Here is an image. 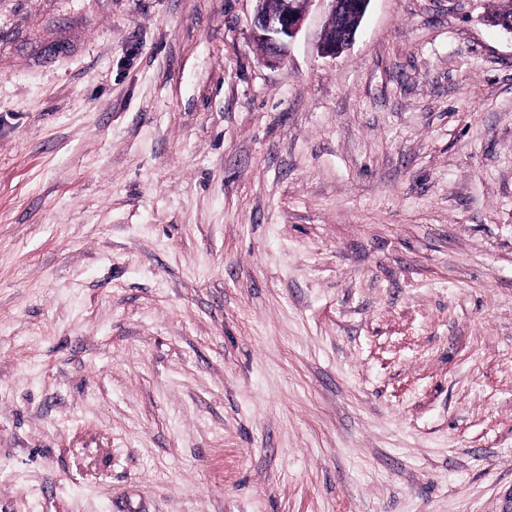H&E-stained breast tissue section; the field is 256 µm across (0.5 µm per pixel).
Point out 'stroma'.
Wrapping results in <instances>:
<instances>
[{
  "label": "stroma",
  "instance_id": "1",
  "mask_svg": "<svg viewBox=\"0 0 512 512\" xmlns=\"http://www.w3.org/2000/svg\"><path fill=\"white\" fill-rule=\"evenodd\" d=\"M497 0H0V512H512ZM266 0H255L253 32L258 46L271 61L282 59L288 45L300 30L312 0H278L279 6L272 11ZM330 12L324 24V38L321 52L325 56L336 55L347 49L355 40L363 11L370 0H327ZM360 1H363L360 3ZM357 14L358 27L349 28L344 19L349 14Z\"/></svg>",
  "mask_w": 512,
  "mask_h": 512
}]
</instances>
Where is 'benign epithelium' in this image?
<instances>
[{
    "mask_svg": "<svg viewBox=\"0 0 512 512\" xmlns=\"http://www.w3.org/2000/svg\"><path fill=\"white\" fill-rule=\"evenodd\" d=\"M253 32L258 46L271 61L282 59L288 52V45L300 30L313 0H279V6L272 11L265 0H255ZM330 12L324 24V38L321 52L334 57L347 49L355 40L357 28L346 26L344 19L350 14L363 17V11L370 0H328Z\"/></svg>",
    "mask_w": 512,
    "mask_h": 512,
    "instance_id": "7a95c632",
    "label": "benign epithelium"
}]
</instances>
